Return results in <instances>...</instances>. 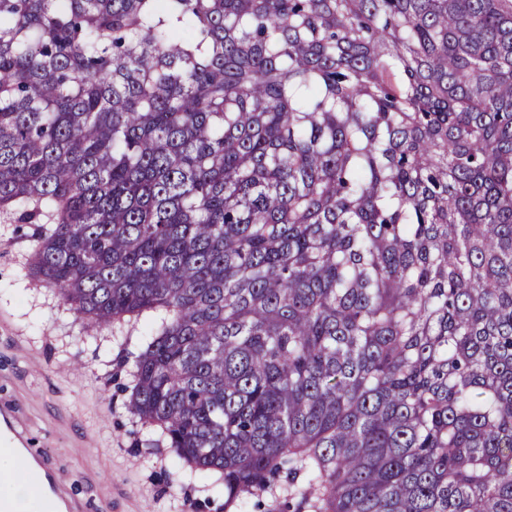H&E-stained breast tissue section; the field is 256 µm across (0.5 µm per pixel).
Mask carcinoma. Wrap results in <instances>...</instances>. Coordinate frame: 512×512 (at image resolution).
I'll return each mask as SVG.
<instances>
[{
  "instance_id": "obj_1",
  "label": "carcinoma",
  "mask_w": 512,
  "mask_h": 512,
  "mask_svg": "<svg viewBox=\"0 0 512 512\" xmlns=\"http://www.w3.org/2000/svg\"><path fill=\"white\" fill-rule=\"evenodd\" d=\"M8 209L230 500L512 512V0H0Z\"/></svg>"
}]
</instances>
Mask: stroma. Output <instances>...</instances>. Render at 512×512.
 <instances>
[{
  "label": "stroma",
  "instance_id": "35a3bbf8",
  "mask_svg": "<svg viewBox=\"0 0 512 512\" xmlns=\"http://www.w3.org/2000/svg\"><path fill=\"white\" fill-rule=\"evenodd\" d=\"M33 242L0 213V403L13 408L65 485L93 491L104 512H283L284 499L227 503L223 477L148 447L128 409L143 324L80 323L29 274Z\"/></svg>",
  "mask_w": 512,
  "mask_h": 512
}]
</instances>
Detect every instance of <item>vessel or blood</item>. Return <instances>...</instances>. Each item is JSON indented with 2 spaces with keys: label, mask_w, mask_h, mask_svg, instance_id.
Masks as SVG:
<instances>
[{
  "label": "vessel or blood",
  "mask_w": 512,
  "mask_h": 512,
  "mask_svg": "<svg viewBox=\"0 0 512 512\" xmlns=\"http://www.w3.org/2000/svg\"><path fill=\"white\" fill-rule=\"evenodd\" d=\"M0 442L21 459L29 479L27 492L40 504L41 512H95L97 505L91 496L77 500L63 490L47 459L29 448L16 426L13 410L6 405L0 406Z\"/></svg>",
  "instance_id": "obj_1"
}]
</instances>
